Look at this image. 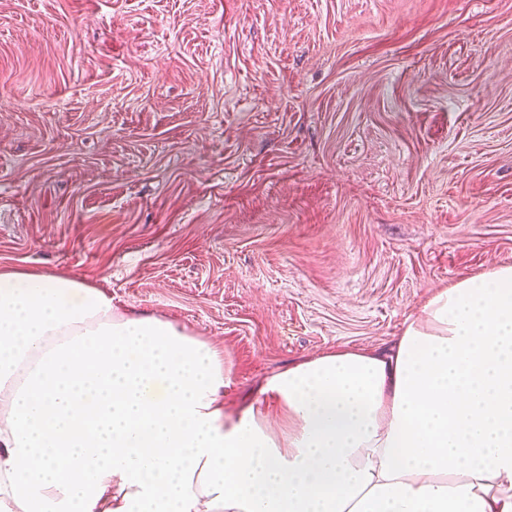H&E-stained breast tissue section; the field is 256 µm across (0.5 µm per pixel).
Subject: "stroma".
<instances>
[{
	"label": "stroma",
	"mask_w": 512,
	"mask_h": 512,
	"mask_svg": "<svg viewBox=\"0 0 512 512\" xmlns=\"http://www.w3.org/2000/svg\"><path fill=\"white\" fill-rule=\"evenodd\" d=\"M512 266V0H0V269L224 356V412Z\"/></svg>",
	"instance_id": "stroma-1"
}]
</instances>
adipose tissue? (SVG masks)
Listing matches in <instances>:
<instances>
[{
  "label": "adipose tissue",
  "instance_id": "adipose-tissue-1",
  "mask_svg": "<svg viewBox=\"0 0 512 512\" xmlns=\"http://www.w3.org/2000/svg\"><path fill=\"white\" fill-rule=\"evenodd\" d=\"M224 412V361L83 281L0 269V512H512V266L461 279L390 349Z\"/></svg>",
  "mask_w": 512,
  "mask_h": 512
}]
</instances>
